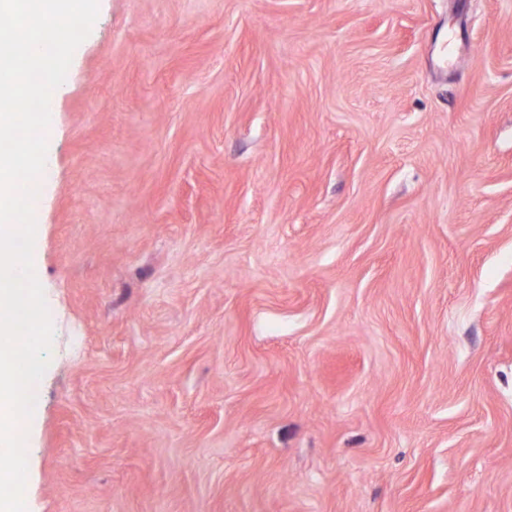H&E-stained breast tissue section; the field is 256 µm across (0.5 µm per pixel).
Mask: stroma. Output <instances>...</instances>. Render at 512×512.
Wrapping results in <instances>:
<instances>
[{
	"mask_svg": "<svg viewBox=\"0 0 512 512\" xmlns=\"http://www.w3.org/2000/svg\"><path fill=\"white\" fill-rule=\"evenodd\" d=\"M53 110L27 512H512V0H99Z\"/></svg>",
	"mask_w": 512,
	"mask_h": 512,
	"instance_id": "obj_1",
	"label": "stroma"
}]
</instances>
